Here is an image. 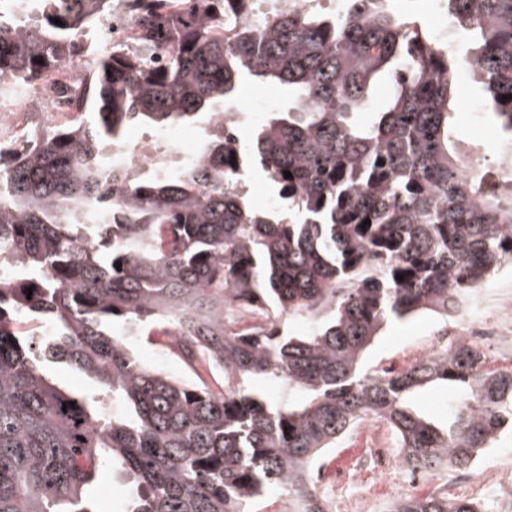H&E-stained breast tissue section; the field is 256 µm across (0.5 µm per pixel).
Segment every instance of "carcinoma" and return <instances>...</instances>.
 <instances>
[{
	"label": "carcinoma",
	"instance_id": "obj_1",
	"mask_svg": "<svg viewBox=\"0 0 512 512\" xmlns=\"http://www.w3.org/2000/svg\"><path fill=\"white\" fill-rule=\"evenodd\" d=\"M3 2L0 91L87 70L73 117L0 140V512H98L104 468L127 487L122 512H255L272 488L291 512H328L313 466L366 419L391 428L402 466L436 476L512 428V368L474 346L364 365L386 321L446 318L512 264V199L465 178L453 108L474 69L512 140V0H445L465 55L390 0L261 28L224 18L226 0ZM118 10L133 33L101 52L89 32ZM382 76L390 98L370 112ZM246 77L289 99L249 141L214 108ZM186 122L207 133L171 171L112 157L131 125ZM251 162L288 210L246 202ZM130 329L177 344L190 377L138 360ZM52 363L96 388L62 390ZM432 383L454 389L442 426L409 404ZM389 512L482 509L441 492Z\"/></svg>",
	"mask_w": 512,
	"mask_h": 512
}]
</instances>
